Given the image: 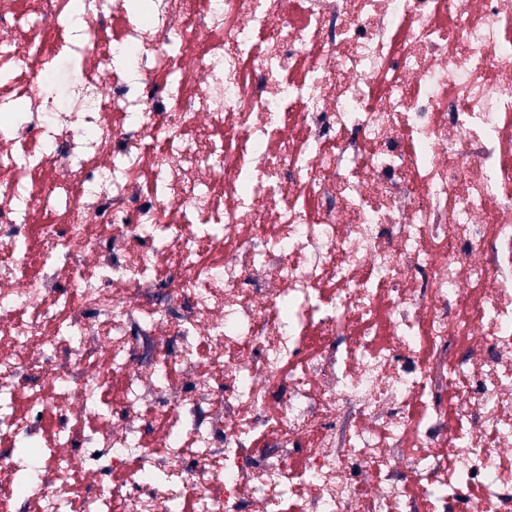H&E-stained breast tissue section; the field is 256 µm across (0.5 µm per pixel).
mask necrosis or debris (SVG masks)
<instances>
[{
	"label": "necrosis or debris",
	"instance_id": "necrosis-or-debris-1",
	"mask_svg": "<svg viewBox=\"0 0 512 512\" xmlns=\"http://www.w3.org/2000/svg\"><path fill=\"white\" fill-rule=\"evenodd\" d=\"M127 3L0 0V512H512V0Z\"/></svg>",
	"mask_w": 512,
	"mask_h": 512
}]
</instances>
